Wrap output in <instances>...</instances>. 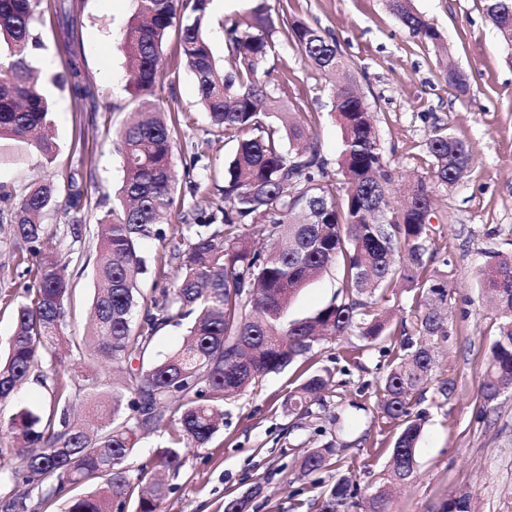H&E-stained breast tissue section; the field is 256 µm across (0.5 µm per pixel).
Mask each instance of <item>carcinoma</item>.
Masks as SVG:
<instances>
[{
  "instance_id": "obj_1",
  "label": "carcinoma",
  "mask_w": 512,
  "mask_h": 512,
  "mask_svg": "<svg viewBox=\"0 0 512 512\" xmlns=\"http://www.w3.org/2000/svg\"><path fill=\"white\" fill-rule=\"evenodd\" d=\"M208 4L137 0L122 38L140 112L116 133L123 184L119 205L97 225L99 287L86 335H65L72 294L66 264L33 247L45 233L41 218L56 203V185L33 187L12 210V238L31 244L35 278L26 300L17 304L16 329L0 356V402L15 399L38 369L50 383L54 408L38 414L20 406L0 423L15 442L0 448V484L11 486L0 492V512H37L55 502L60 512H124L137 484L146 490L136 512H160L167 493L163 475L178 469L185 451L209 444L224 416V399L321 342L349 332L369 344L394 335L393 310L375 308L362 297L378 292L387 302V293L402 280L421 290L420 341L401 343V354L382 380L381 413L401 426L383 483L359 503L356 481L341 474L319 494L316 512H349L354 506L390 512L384 487L404 483L414 473L423 419L412 410V394L431 380L432 340L448 336L441 314L448 303V280L428 270L424 260L433 185L456 182L468 168L469 152L458 139L434 132L427 142L431 179L419 180L405 203H395L389 191L393 171L367 106L354 90L342 87L334 108L342 127L344 184L336 187L308 124L263 81L277 29L291 31L296 51L328 77L350 69L336 42L284 11L271 14L268 0H259L244 15L224 21L227 58L224 78L218 79L202 36ZM37 7L38 0H0V40L9 49L7 60H0V136L28 142L50 163L57 150L51 102L30 73L31 51L40 46L33 33ZM391 7L413 36L441 43L438 29L411 11L406 0H391ZM484 10L502 41L512 43V0H485ZM172 29L178 31L180 54L195 76L212 125L237 141V150L224 168V185L214 186L224 205L180 214L186 235L171 243L170 258L180 260L181 276L148 296L138 288L139 275L146 272L139 243L166 239L159 225L174 203L175 125L168 124L163 106L149 99L165 74L163 43ZM75 61L56 84L90 98ZM274 118L293 149L284 150ZM336 262L342 267L344 300L311 317L286 321L298 290ZM484 286L501 315L479 383L488 406L512 390V255H497ZM184 322L181 345L152 358L155 334ZM67 362L96 365L101 372L123 370L122 382L112 383L107 413L91 429L71 417V407L81 394L92 400L100 381L94 372L69 374ZM329 387L331 380L322 374L309 375L290 392L288 410L310 414ZM151 435L164 442L133 477L122 464L139 440ZM331 453L329 447L311 449L301 470L328 468ZM433 512H471L470 497L450 495Z\"/></svg>"
}]
</instances>
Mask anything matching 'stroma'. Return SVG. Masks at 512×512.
I'll list each match as a JSON object with an SVG mask.
<instances>
[{"label":"stroma","mask_w":512,"mask_h":512,"mask_svg":"<svg viewBox=\"0 0 512 512\" xmlns=\"http://www.w3.org/2000/svg\"><path fill=\"white\" fill-rule=\"evenodd\" d=\"M63 3L80 20L69 52L58 13ZM287 3L289 14L336 40L350 62L351 79L396 169L394 199L418 178L429 177L426 143L434 130L462 141L471 156L460 180L435 187L426 256L448 279V336L437 344L429 384L414 397L413 409L424 417L415 472L394 491L391 512H432L440 500L462 492L471 498V512H512V392L488 406L478 392L500 317L482 293L483 272L491 255L512 253V49L489 22L483 0H410V7L441 31L440 47L413 37L389 0ZM136 9V0H40L35 32L43 46L31 61L53 101L58 150L48 164L32 146L0 138V189L9 193L0 198V352L14 333V306L33 283L12 242L9 214L28 187L47 180L58 186V206L43 218L48 233L40 247L68 263L74 294L67 334L87 331L99 248L96 224L123 180L112 137L137 108L118 49ZM274 41L269 84L286 91L309 122L330 178L341 180L342 130L332 108V84L304 63L284 33H276ZM163 52L167 69L153 97L180 120L172 142L175 203L164 227L171 238L178 234L181 212L208 208L211 199L202 181L210 174L223 178L236 143L225 139L202 109L176 35L168 36ZM74 53L93 100L53 83ZM450 64L465 75L466 93L449 85ZM74 185L85 199L77 213L64 209ZM343 294L340 272L330 267L295 296L288 317L312 316ZM399 343L396 335L374 347L356 335L336 337L226 401L224 424L208 446L189 449L178 472L169 475L163 512H224L229 499L257 485L263 491L251 512H316L317 496L340 473L353 476L360 496H367L399 433L378 407L381 382ZM314 372L330 376L332 389L310 416L290 414L289 391ZM326 445L339 455V468L301 475L304 451Z\"/></svg>","instance_id":"35a3bbf8"}]
</instances>
